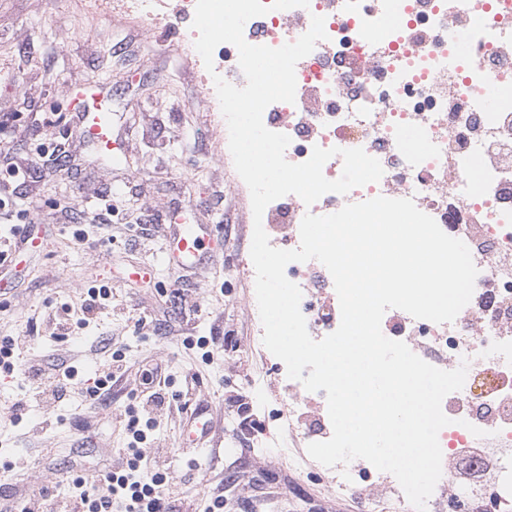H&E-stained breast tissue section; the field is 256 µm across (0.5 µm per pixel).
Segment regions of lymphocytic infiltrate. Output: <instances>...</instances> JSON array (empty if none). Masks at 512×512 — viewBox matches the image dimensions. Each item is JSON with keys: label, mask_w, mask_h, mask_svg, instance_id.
<instances>
[{"label": "lymphocytic infiltrate", "mask_w": 512, "mask_h": 512, "mask_svg": "<svg viewBox=\"0 0 512 512\" xmlns=\"http://www.w3.org/2000/svg\"><path fill=\"white\" fill-rule=\"evenodd\" d=\"M111 297L110 288H89L80 304L68 308L56 323V337L66 338L73 328L89 325ZM140 378L145 396L139 408L129 413L125 429L130 441L121 462L93 478L70 475L63 495L45 486L6 499L0 503V512H181V500L168 488L165 462H145L140 451L148 429L173 407L169 377L161 365L152 364L142 367Z\"/></svg>", "instance_id": "obj_1"}]
</instances>
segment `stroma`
Returning a JSON list of instances; mask_svg holds the SVG:
<instances>
[{
	"label": "stroma",
	"instance_id": "35a3bbf8",
	"mask_svg": "<svg viewBox=\"0 0 512 512\" xmlns=\"http://www.w3.org/2000/svg\"><path fill=\"white\" fill-rule=\"evenodd\" d=\"M178 39L168 21L145 31L119 13L93 19L79 0H0V167L30 168L28 179L6 190L0 236L11 237L35 216L44 240L26 254L21 276L0 266V285L9 290L0 301V337L20 338L19 364L77 370L72 391L51 404L37 398L27 377H0V458L28 460L21 475L0 468V491L41 481L67 493L69 451L84 440L85 472L102 471L127 445L138 369L158 362L173 395L184 392L190 371L200 372L193 401L209 409L203 446L190 447L184 411L159 420L142 446L148 459L166 450L180 497L223 496L224 512H250L259 498L267 502L260 512H357L328 481L299 473L286 456L264 448L268 436L288 434L287 421L276 418L285 409L278 396L253 410L260 430L239 427L238 403L254 400L247 383L267 366L249 349L253 326L244 309L252 235L194 65L172 50ZM93 80L107 94L121 149L110 162L86 143L69 107V91ZM176 210L189 223L210 225V248L222 259L193 268L167 262ZM139 267L150 279L133 276ZM103 284L112 290L109 306L88 327L54 338V319ZM226 335L236 349L207 363L184 343L188 336ZM117 349L131 369L127 381L91 399L88 379ZM19 405L27 415L18 423Z\"/></svg>",
	"mask_w": 512,
	"mask_h": 512
}]
</instances>
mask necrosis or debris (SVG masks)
<instances>
[{
    "label": "necrosis or debris",
    "mask_w": 512,
    "mask_h": 512,
    "mask_svg": "<svg viewBox=\"0 0 512 512\" xmlns=\"http://www.w3.org/2000/svg\"><path fill=\"white\" fill-rule=\"evenodd\" d=\"M89 14L115 8L145 27L165 14L166 0H85ZM325 19L326 40L296 65L295 103L276 102L265 126L286 134L289 162L314 147L363 148L381 163L379 181L313 205L289 194L270 203L263 227L273 247L300 245L305 214L328 215L378 196L410 198L447 235L462 240L478 269L474 293L450 323L416 319L399 309L382 319L383 334L405 342L442 369L468 361L465 384L442 402L450 425L438 435L442 476L426 512H489L512 505V0H309L308 8L273 10L250 19L244 37L273 48L296 41L312 16ZM214 73H202L210 112L220 110L214 76L237 87L246 79L237 48L222 44ZM302 291L300 309L319 340L341 321L339 300L319 261L287 265ZM256 398L288 401V438L300 472L330 479L360 512H375L385 495L391 512H415L396 478L356 459L326 467L307 454L328 440L325 391L318 418L300 415L308 392L285 364L251 379ZM484 437L473 435V428Z\"/></svg>",
    "instance_id": "obj_1"
}]
</instances>
